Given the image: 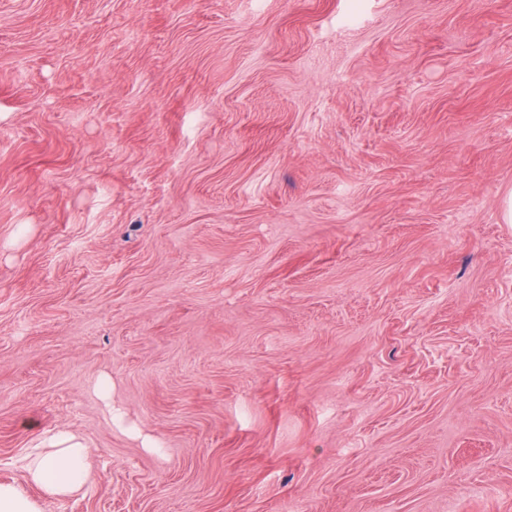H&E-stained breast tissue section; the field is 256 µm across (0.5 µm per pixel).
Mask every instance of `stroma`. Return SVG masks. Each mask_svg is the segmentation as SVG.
Listing matches in <instances>:
<instances>
[{
    "mask_svg": "<svg viewBox=\"0 0 512 512\" xmlns=\"http://www.w3.org/2000/svg\"><path fill=\"white\" fill-rule=\"evenodd\" d=\"M511 192L512 0H0V483L512 512ZM92 450L85 438L71 430L49 433L43 450L23 465L28 479L57 497H70L91 476Z\"/></svg>",
    "mask_w": 512,
    "mask_h": 512,
    "instance_id": "stroma-1",
    "label": "stroma"
}]
</instances>
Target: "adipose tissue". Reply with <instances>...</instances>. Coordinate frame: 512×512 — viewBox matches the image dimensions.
Returning <instances> with one entry per match:
<instances>
[{
  "instance_id": "ef3b65f1",
  "label": "adipose tissue",
  "mask_w": 512,
  "mask_h": 512,
  "mask_svg": "<svg viewBox=\"0 0 512 512\" xmlns=\"http://www.w3.org/2000/svg\"><path fill=\"white\" fill-rule=\"evenodd\" d=\"M91 456L92 450L82 435L61 429L45 437L42 451L27 459L24 469L31 482L65 498L80 490L90 478Z\"/></svg>"
}]
</instances>
